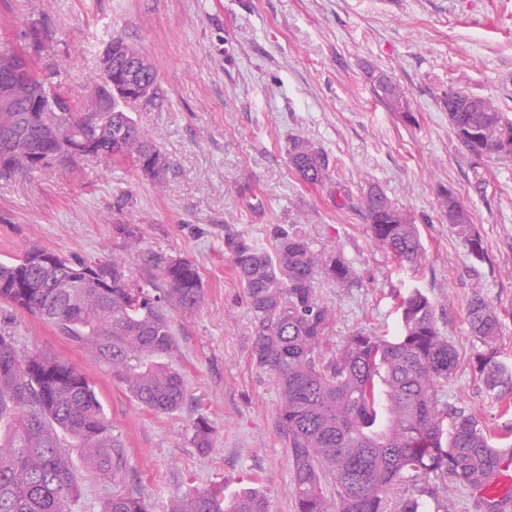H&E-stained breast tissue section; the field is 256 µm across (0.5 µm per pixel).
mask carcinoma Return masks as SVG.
Masks as SVG:
<instances>
[{
    "label": "carcinoma",
    "mask_w": 512,
    "mask_h": 512,
    "mask_svg": "<svg viewBox=\"0 0 512 512\" xmlns=\"http://www.w3.org/2000/svg\"><path fill=\"white\" fill-rule=\"evenodd\" d=\"M28 42H0V84L8 79L40 104L38 112H0V139L14 141L0 151V178L42 170L39 157L66 152L86 133L83 103L61 91L53 71L40 66L48 34L34 26ZM380 97L397 112L409 111L405 92L389 76L376 79ZM106 109L99 116L85 155L130 164L152 179L153 141L125 111L129 102L100 83ZM448 122L470 153L512 160V118L489 98L456 90ZM288 162L312 186L330 177L328 155L296 139ZM371 237L400 265L415 267L423 245L413 218L384 190L363 193ZM448 224L469 253L485 249L471 216L448 190L441 194ZM275 250L260 243L227 239L230 262L246 290L252 314V357L272 373L280 389L279 421L288 435L298 512H383L394 484L418 477L446 476L468 488L491 485L512 447L475 415L439 408V387L454 374L458 354L438 331L434 305L418 288L400 300L401 331L392 339L357 330L331 355L324 351L332 313L316 292L319 277L347 283L355 269L339 254L315 252L292 224H278ZM148 262L164 288L132 279L124 263L98 256L71 261L31 247L10 264L0 263V302L53 325L94 361L109 368L147 410L166 414L186 397L173 366L174 333L164 303L185 311L203 296L196 264L153 252ZM79 276L76 288H58V277ZM471 335L481 345L477 365L488 390L504 384L509 371L498 360L501 319L489 301L474 293L468 310ZM39 372L16 353L11 336L0 333V512H72L80 485L62 437L84 450L89 471L103 482L126 471V449L112 435L102 404L84 371L43 357ZM193 443L212 448L205 418L193 424ZM101 512H150L133 492H114ZM171 512H268V501L247 490L224 500L219 489L190 488Z\"/></svg>",
    "instance_id": "carcinoma-1"
}]
</instances>
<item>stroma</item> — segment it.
Listing matches in <instances>:
<instances>
[{
    "label": "stroma",
    "mask_w": 512,
    "mask_h": 512,
    "mask_svg": "<svg viewBox=\"0 0 512 512\" xmlns=\"http://www.w3.org/2000/svg\"><path fill=\"white\" fill-rule=\"evenodd\" d=\"M39 21L52 31L42 65L82 97L94 88L106 43L121 37L139 46L164 102L129 112L168 169L154 180L89 156L71 169L0 179V262L33 246L75 259L110 254L135 280L157 284L147 256L163 252L197 265L204 294L194 311L166 308L187 392L170 414L142 407L54 326L0 304V329L19 355L84 369L127 449L126 473L108 484L71 449L81 475L77 512H99L115 491L170 512L189 488L212 486L228 498L255 489L269 512H297L279 390L252 360L249 302L225 244L236 236L273 249L278 224L296 225L314 251L341 254L357 272L350 286L317 283L333 313L331 347L359 328L398 335L399 299L421 289L459 354L440 407L492 427L512 422V384L486 389L467 321L472 295L483 294L501 318L499 360L512 371V163L471 155L448 122L452 86L512 115V0H0V39L22 40ZM373 70L405 91L411 114L379 99ZM294 137L327 152L330 182L308 185L290 168ZM372 184L414 217L419 267L397 265L372 242L358 204ZM446 189L467 206L484 259L469 254L440 213ZM125 225L137 228L136 245H127ZM201 417L212 429L206 454L192 443ZM414 491L426 512L439 502L451 512H484L475 490L433 477L395 485L385 512H400Z\"/></svg>",
    "instance_id": "stroma-1"
}]
</instances>
